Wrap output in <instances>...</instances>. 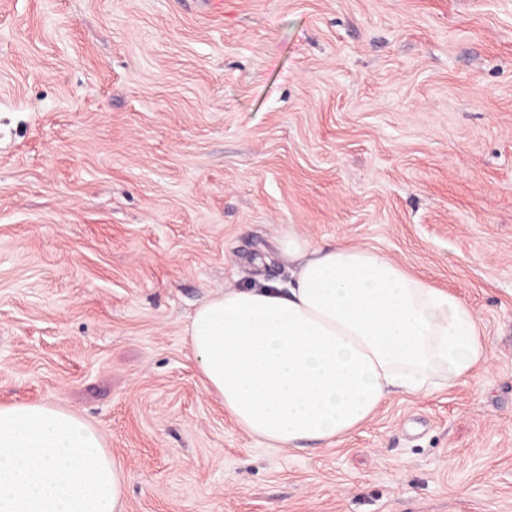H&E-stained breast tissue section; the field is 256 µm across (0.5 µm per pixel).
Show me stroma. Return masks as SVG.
Instances as JSON below:
<instances>
[{
  "mask_svg": "<svg viewBox=\"0 0 512 512\" xmlns=\"http://www.w3.org/2000/svg\"><path fill=\"white\" fill-rule=\"evenodd\" d=\"M376 248L488 363L331 446L270 448L184 329ZM67 410L122 512H512V0H0V404Z\"/></svg>",
  "mask_w": 512,
  "mask_h": 512,
  "instance_id": "35a3bbf8",
  "label": "stroma"
}]
</instances>
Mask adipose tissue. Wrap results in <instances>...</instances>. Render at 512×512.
I'll use <instances>...</instances> for the list:
<instances>
[{
  "instance_id": "obj_1",
  "label": "adipose tissue",
  "mask_w": 512,
  "mask_h": 512,
  "mask_svg": "<svg viewBox=\"0 0 512 512\" xmlns=\"http://www.w3.org/2000/svg\"><path fill=\"white\" fill-rule=\"evenodd\" d=\"M287 286L215 292L186 335L204 389L274 448L333 444L390 395L453 386L489 360L473 311L370 247L281 242ZM101 433L44 404L0 406V512H119Z\"/></svg>"
}]
</instances>
